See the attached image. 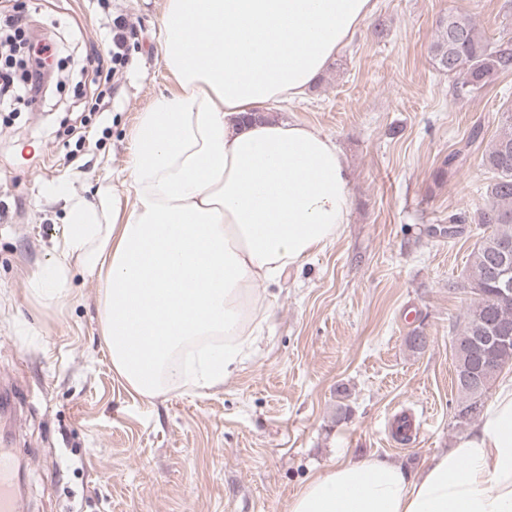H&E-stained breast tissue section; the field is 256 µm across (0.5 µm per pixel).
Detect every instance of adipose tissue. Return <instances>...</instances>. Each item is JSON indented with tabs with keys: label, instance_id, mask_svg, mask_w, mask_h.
<instances>
[{
	"label": "adipose tissue",
	"instance_id": "obj_1",
	"mask_svg": "<svg viewBox=\"0 0 512 512\" xmlns=\"http://www.w3.org/2000/svg\"><path fill=\"white\" fill-rule=\"evenodd\" d=\"M374 0H165L174 91L141 113L126 160L131 204H72L63 259L100 283L112 368L136 394L222 385L266 312L255 287L338 239L351 171L312 126L270 118L301 96L372 16ZM288 512H512V373L454 448L418 474L375 456L336 461Z\"/></svg>",
	"mask_w": 512,
	"mask_h": 512
}]
</instances>
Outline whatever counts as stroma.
Here are the masks:
<instances>
[{
    "label": "stroma",
    "instance_id": "obj_1",
    "mask_svg": "<svg viewBox=\"0 0 512 512\" xmlns=\"http://www.w3.org/2000/svg\"><path fill=\"white\" fill-rule=\"evenodd\" d=\"M165 0H111L133 22L132 63L107 111H90L87 50L106 52L87 0H10L34 35L67 46L38 111L0 116V448L26 465L23 512H288L310 479L344 456L387 457L417 472L451 448L452 326L473 221L492 174L481 163L512 110V70L475 93L434 63L449 12L491 41L512 37V0H377L373 16L280 119L314 126L352 170L341 236L261 285L269 317L223 385L146 398L126 389L101 335L100 285L71 267L48 296L75 198L127 197L122 170L141 112L175 81L158 35ZM463 162L448 163L455 151ZM463 217L448 236L449 216ZM425 336L423 350L408 346ZM352 413L336 415V390ZM410 416L402 442L395 420Z\"/></svg>",
    "mask_w": 512,
    "mask_h": 512
}]
</instances>
